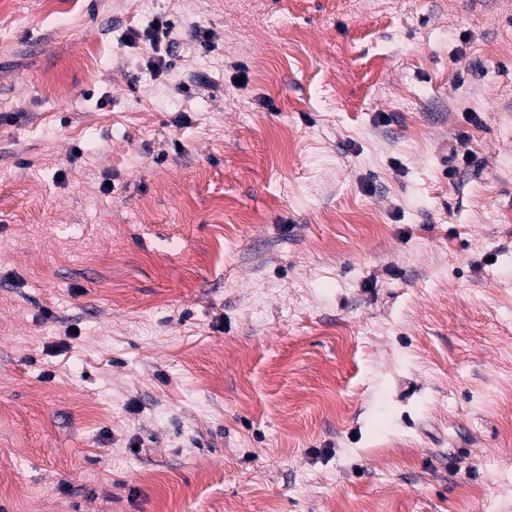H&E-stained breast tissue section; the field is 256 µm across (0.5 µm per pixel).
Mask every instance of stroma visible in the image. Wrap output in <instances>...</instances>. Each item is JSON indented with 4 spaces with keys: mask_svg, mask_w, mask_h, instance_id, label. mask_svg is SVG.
<instances>
[{
    "mask_svg": "<svg viewBox=\"0 0 512 512\" xmlns=\"http://www.w3.org/2000/svg\"><path fill=\"white\" fill-rule=\"evenodd\" d=\"M253 3L8 2L0 512H512V0Z\"/></svg>",
    "mask_w": 512,
    "mask_h": 512,
    "instance_id": "stroma-1",
    "label": "stroma"
}]
</instances>
